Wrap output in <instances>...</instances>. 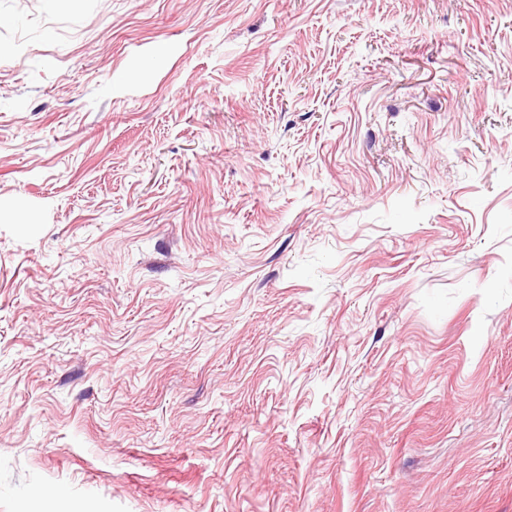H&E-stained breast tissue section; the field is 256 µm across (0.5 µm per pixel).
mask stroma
Here are the masks:
<instances>
[{
    "label": "stroma",
    "mask_w": 512,
    "mask_h": 512,
    "mask_svg": "<svg viewBox=\"0 0 512 512\" xmlns=\"http://www.w3.org/2000/svg\"><path fill=\"white\" fill-rule=\"evenodd\" d=\"M0 45V512H512V0Z\"/></svg>",
    "instance_id": "1"
}]
</instances>
